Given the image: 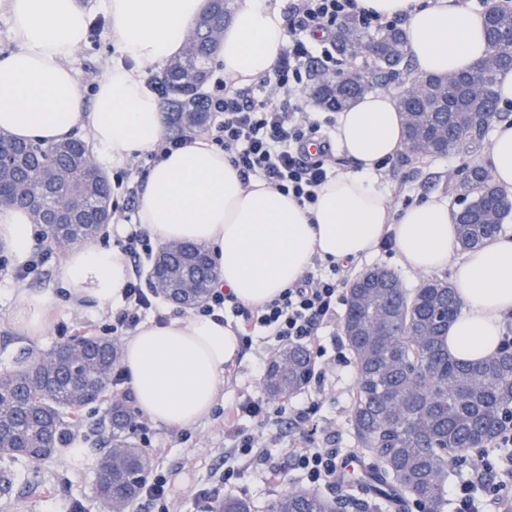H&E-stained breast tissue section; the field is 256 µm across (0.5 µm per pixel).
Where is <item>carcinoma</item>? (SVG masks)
<instances>
[{
  "instance_id": "cac0c4a2",
  "label": "carcinoma",
  "mask_w": 512,
  "mask_h": 512,
  "mask_svg": "<svg viewBox=\"0 0 512 512\" xmlns=\"http://www.w3.org/2000/svg\"><path fill=\"white\" fill-rule=\"evenodd\" d=\"M232 0H210L193 24L182 54L158 76L162 99L173 125L201 132L210 120L203 87L209 60L219 45ZM488 53L467 78H478L480 101L439 75L411 80L417 93L402 102L404 148L410 159L474 158L488 144L485 128L498 114L499 76L512 63V7L485 16ZM374 45L372 72L354 71L339 82L315 78L310 95L342 111L381 83L398 81L408 69L404 32L391 26L364 29L346 19L336 34V51L347 60ZM427 142L421 153L418 141ZM0 141L23 153L20 165L0 167V209L20 204L34 191L41 203L29 208L32 223L43 228L53 249L63 252L95 239L110 222L112 188L105 175H87L94 165L86 142L79 138L51 144H27L0 131ZM471 176L450 183L463 208L457 213V241L462 250L480 246L502 230L512 213V198L486 180L488 170L467 166ZM213 268L206 249L185 242L175 251L161 250L151 273V289L192 309L204 302ZM192 281L194 287L183 283ZM460 311L453 285L437 279L409 291L391 271L373 270L349 288L343 333L356 367L350 423L356 448L371 462L359 479L372 496H353L363 512H374L395 499L429 505L431 512L448 507L451 465L466 460V450L485 448L512 419V354L497 352L476 363L448 355L444 339ZM119 356L104 336H73L56 344L42 367L21 365L0 375V462L40 461L65 442L69 428L79 425V412L99 399L97 385L113 380ZM312 362L301 345H287L268 366L263 384L279 400L308 384ZM110 439L96 458L97 493L108 512H131L138 498L146 452L131 439L133 414L117 399L109 411ZM343 503L318 492L294 488L279 494L264 512H341ZM216 512H257L251 500L229 496Z\"/></svg>"
}]
</instances>
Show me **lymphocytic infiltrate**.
I'll return each mask as SVG.
<instances>
[{
  "label": "lymphocytic infiltrate",
  "mask_w": 512,
  "mask_h": 512,
  "mask_svg": "<svg viewBox=\"0 0 512 512\" xmlns=\"http://www.w3.org/2000/svg\"><path fill=\"white\" fill-rule=\"evenodd\" d=\"M347 18L374 31L390 24L389 18L375 11L360 9L357 0H288V39L272 73L246 86L217 84L209 96L211 111L220 117L209 139L223 150L241 179L261 181L306 209L316 204L319 188L334 174L327 157L336 119L307 110L302 96L315 73L339 71L336 25ZM339 271V265L332 263L326 271L307 273L274 298L250 308L231 292L215 289L201 310L209 314L227 310L240 317L242 344H249L251 332L261 328L276 344L304 345L317 359L325 354L316 345L318 331L336 318L344 284ZM152 306L139 281L131 280L124 306L114 318L113 337L136 330ZM234 455L238 463L225 468L221 483L237 478L244 465L264 466L276 480L283 474L271 450L257 447L254 435L239 434ZM291 455L312 487L328 484L336 474V453L331 449L295 448Z\"/></svg>",
  "instance_id": "1"
}]
</instances>
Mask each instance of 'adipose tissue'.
Here are the masks:
<instances>
[{
    "mask_svg": "<svg viewBox=\"0 0 512 512\" xmlns=\"http://www.w3.org/2000/svg\"><path fill=\"white\" fill-rule=\"evenodd\" d=\"M13 22L15 45L0 53V130L48 145L87 131L105 158L124 162L154 149L165 120L144 66L178 56L186 34L209 0H103L123 61L99 78L92 101L76 86L69 61L86 37L82 0H0ZM364 10L406 15L405 36L422 74L471 68L487 51L483 14L461 0H358ZM286 39L281 8L240 0L223 32L217 60L224 76L244 84L270 73ZM339 149L355 163L318 191L312 210L263 183L244 184L223 150L199 138L151 167L138 197L139 227L158 244L204 245L215 287L259 305L297 282L313 257L338 263L375 253L391 239L400 265L429 274L452 269L461 312L448 328L450 356L478 362L501 347L512 313V237L499 236L462 252L445 199L430 196L393 209L369 180L403 146L396 99L369 94L336 117ZM484 164L495 183L512 191V123L498 124ZM36 230L26 209L0 210V244L15 264L26 263ZM61 274L72 301L119 305L130 280L124 254L92 242L66 250ZM50 300L24 295L10 314L29 334L43 332ZM239 349L232 325L196 313L164 324L147 321L124 340L120 363L140 413L170 428L208 417L219 399L224 366Z\"/></svg>",
    "mask_w": 512,
    "mask_h": 512,
    "instance_id": "1",
    "label": "adipose tissue"
}]
</instances>
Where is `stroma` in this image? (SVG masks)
<instances>
[{"instance_id":"obj_1","label":"stroma","mask_w":512,"mask_h":512,"mask_svg":"<svg viewBox=\"0 0 512 512\" xmlns=\"http://www.w3.org/2000/svg\"><path fill=\"white\" fill-rule=\"evenodd\" d=\"M120 59L112 39L111 23L102 18L73 63L75 80L85 96L93 95L97 78ZM394 161V166L379 170L378 184L398 212L405 209L406 199L447 195L446 182L465 159L451 155L412 162L399 153ZM62 260V254L50 252L47 274H34L23 280L0 274V373L15 369L18 362H29L44 355L70 336L109 335L112 309L80 307L67 298L60 275ZM22 291L46 294L52 302L48 325L40 335L21 334L10 320L11 309ZM273 353L272 340L263 333H254L250 345L241 348L238 357L224 367L220 403L263 399L268 410L277 409L285 414L290 406L307 398L318 399L319 410L308 426L309 431L324 447L335 449L338 459L352 455L355 447L348 418L355 391V367L339 361L335 352H327L323 359L325 381L322 388L310 384L286 401L270 402L266 399L263 379ZM130 393L128 384L113 386L108 395L88 405L81 426L71 432L69 444L61 446L48 462L29 463L18 472L0 464V512H68L73 502L80 503L83 512H107L96 489V450L103 447L108 438L102 423L112 396ZM241 425L254 432L259 447L272 449L287 479L284 484H272L266 480L262 469L244 470L235 487L218 488L220 496L232 493L261 505L284 489L307 488L305 477L294 468L288 453L297 437L293 426L282 420L260 427L247 416L242 418ZM139 445L145 448L152 467L175 472L172 495L177 512H194V493L215 486L218 475L225 467L233 465L230 451L236 445V438L225 428L223 418L212 415L195 426L182 429L149 423L147 435Z\"/></svg>"}]
</instances>
